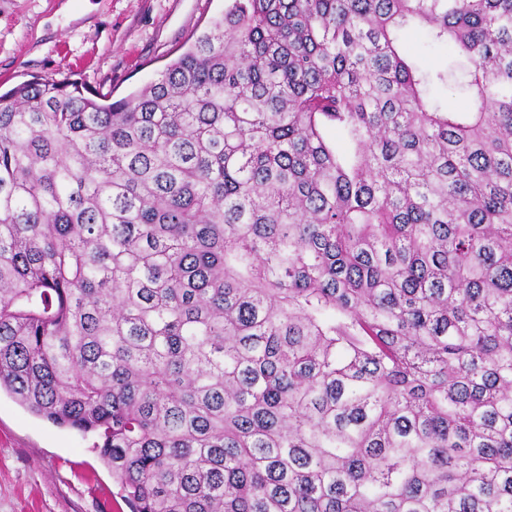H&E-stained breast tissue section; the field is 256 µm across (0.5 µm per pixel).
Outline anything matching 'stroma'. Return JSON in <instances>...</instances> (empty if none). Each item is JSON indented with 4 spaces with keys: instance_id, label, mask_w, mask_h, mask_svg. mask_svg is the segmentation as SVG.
I'll use <instances>...</instances> for the list:
<instances>
[{
    "instance_id": "1",
    "label": "stroma",
    "mask_w": 512,
    "mask_h": 512,
    "mask_svg": "<svg viewBox=\"0 0 512 512\" xmlns=\"http://www.w3.org/2000/svg\"><path fill=\"white\" fill-rule=\"evenodd\" d=\"M225 0H0V93L33 78L119 100L157 80ZM94 439L0 394V512H130Z\"/></svg>"
}]
</instances>
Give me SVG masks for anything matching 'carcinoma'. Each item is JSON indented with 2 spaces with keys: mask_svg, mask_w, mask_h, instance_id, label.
<instances>
[{
  "mask_svg": "<svg viewBox=\"0 0 512 512\" xmlns=\"http://www.w3.org/2000/svg\"><path fill=\"white\" fill-rule=\"evenodd\" d=\"M2 388L133 512H512V0H227L127 98L0 94ZM403 48L413 58L427 66H444L448 52L446 46L430 45L425 34L417 29L408 28L400 33Z\"/></svg>",
  "mask_w": 512,
  "mask_h": 512,
  "instance_id": "1",
  "label": "carcinoma"
}]
</instances>
